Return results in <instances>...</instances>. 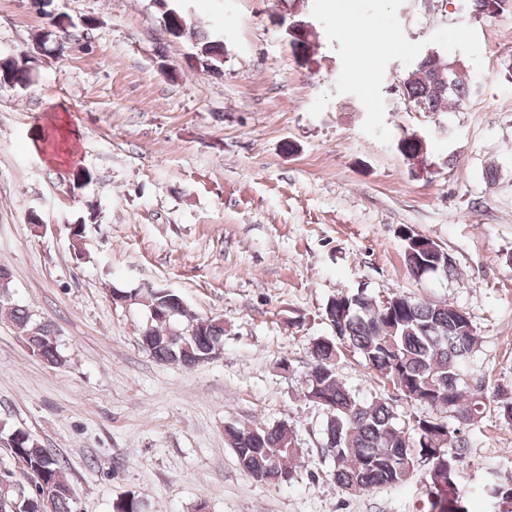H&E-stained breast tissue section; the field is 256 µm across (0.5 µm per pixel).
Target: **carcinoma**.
<instances>
[{
	"mask_svg": "<svg viewBox=\"0 0 512 512\" xmlns=\"http://www.w3.org/2000/svg\"><path fill=\"white\" fill-rule=\"evenodd\" d=\"M162 22L169 33L192 41L200 67L215 72L224 60V35L199 29L187 14L170 0H156ZM462 62L432 52L417 59L407 73L401 94L418 112H447L465 100L469 85L461 76ZM31 81L30 70L14 57L0 58V84L23 88ZM399 153L409 161L426 157L427 142L420 135L397 143ZM408 269L417 278L441 272H455L451 256L437 263L425 250L428 239L402 237ZM120 298L146 309L151 323L143 333L152 356L161 362L193 368L214 342L224 338V321L201 317L185 306L184 298L164 287L119 291ZM454 305L412 299L394 292L389 306L363 291L341 293L327 301L325 319L335 325L334 336L315 343L312 361L304 381V397L326 414L325 441L335 463L332 481L338 489L369 491L399 486L423 462L437 464L429 475L430 512H469L475 496L496 500L502 487L488 481L469 488L456 482L460 464L467 458V428L494 409L512 421V396L488 397L482 377L473 365L477 337L472 323L453 318ZM0 317L22 333L31 353L60 367L65 355L59 343L48 344L56 335L53 325L38 321L32 312L10 301V283L0 282ZM358 353L364 366L400 391L410 401L434 408L441 415H422L407 429L397 425V415L383 399L362 401L346 388L336 374L343 350ZM456 421L450 426L446 417ZM226 443L233 449L240 468L251 477L268 483L288 484L291 462L299 457L292 429L286 423L247 426L230 425ZM13 452L27 459L44 485L55 496V512H74L75 493L64 476L62 458L49 454L30 433H10ZM144 502L129 492L112 503V512H143ZM0 512H39L38 496L25 481L10 488Z\"/></svg>",
	"mask_w": 512,
	"mask_h": 512,
	"instance_id": "carcinoma-1",
	"label": "carcinoma"
}]
</instances>
